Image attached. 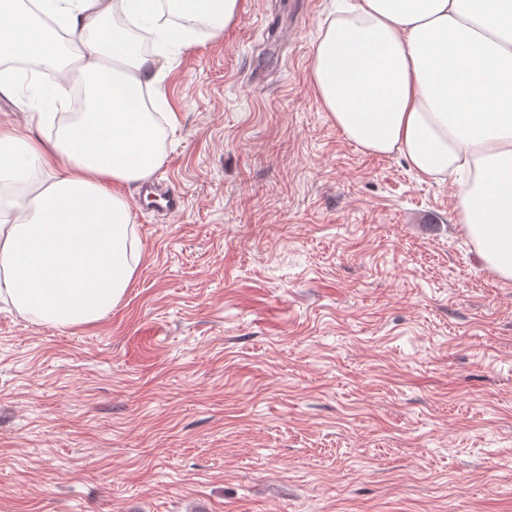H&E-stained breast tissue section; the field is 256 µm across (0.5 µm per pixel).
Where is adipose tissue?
Returning a JSON list of instances; mask_svg holds the SVG:
<instances>
[{"label": "adipose tissue", "mask_w": 512, "mask_h": 512, "mask_svg": "<svg viewBox=\"0 0 512 512\" xmlns=\"http://www.w3.org/2000/svg\"><path fill=\"white\" fill-rule=\"evenodd\" d=\"M240 0H0V59L36 62L68 105L54 135L0 122V302L38 325L98 322L139 264L124 188L150 179L167 133L164 48L196 25L221 37ZM161 49L145 52L143 32ZM310 81L345 136L399 154L422 177L458 175L456 197L479 257L512 280V0H351L323 29Z\"/></svg>", "instance_id": "1"}]
</instances>
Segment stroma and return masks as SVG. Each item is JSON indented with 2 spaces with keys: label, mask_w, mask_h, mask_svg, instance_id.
Masks as SVG:
<instances>
[{
  "label": "stroma",
  "mask_w": 512,
  "mask_h": 512,
  "mask_svg": "<svg viewBox=\"0 0 512 512\" xmlns=\"http://www.w3.org/2000/svg\"><path fill=\"white\" fill-rule=\"evenodd\" d=\"M332 0L169 49L135 277L71 329L0 309V512H512V280L450 180L345 138Z\"/></svg>",
  "instance_id": "1"
}]
</instances>
